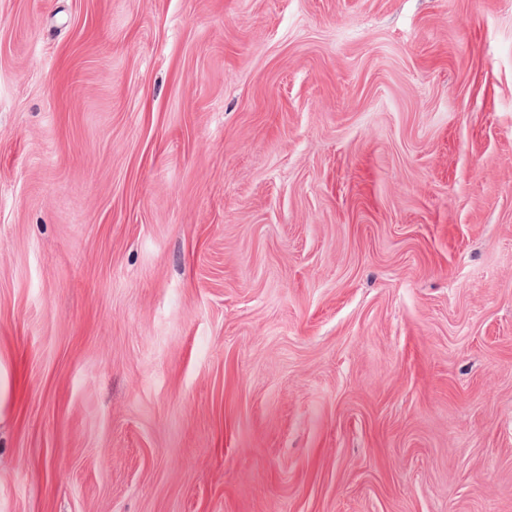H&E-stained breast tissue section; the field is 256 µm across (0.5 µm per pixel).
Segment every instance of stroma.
Instances as JSON below:
<instances>
[{
  "instance_id": "1",
  "label": "stroma",
  "mask_w": 512,
  "mask_h": 512,
  "mask_svg": "<svg viewBox=\"0 0 512 512\" xmlns=\"http://www.w3.org/2000/svg\"><path fill=\"white\" fill-rule=\"evenodd\" d=\"M0 512H512V0H0Z\"/></svg>"
}]
</instances>
